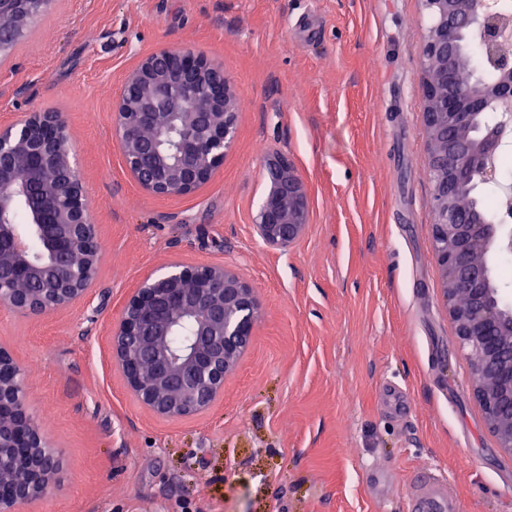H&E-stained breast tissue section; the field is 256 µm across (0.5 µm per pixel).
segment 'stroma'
I'll return each mask as SVG.
<instances>
[{"instance_id": "obj_1", "label": "stroma", "mask_w": 512, "mask_h": 512, "mask_svg": "<svg viewBox=\"0 0 512 512\" xmlns=\"http://www.w3.org/2000/svg\"><path fill=\"white\" fill-rule=\"evenodd\" d=\"M420 0H51L0 53V125L60 113L102 245L97 279L49 316L0 307V344L63 458L21 512H406L420 471L456 512H512V454L487 427L433 257ZM237 84L235 143L189 197L127 175L112 100L155 49ZM288 153L311 222L288 250L254 217L263 160ZM172 261L221 264L263 317L205 413L153 415L109 355L124 295Z\"/></svg>"}]
</instances>
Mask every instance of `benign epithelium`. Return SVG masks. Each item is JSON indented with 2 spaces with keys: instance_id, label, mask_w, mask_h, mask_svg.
I'll use <instances>...</instances> for the list:
<instances>
[{
  "instance_id": "obj_1",
  "label": "benign epithelium",
  "mask_w": 512,
  "mask_h": 512,
  "mask_svg": "<svg viewBox=\"0 0 512 512\" xmlns=\"http://www.w3.org/2000/svg\"><path fill=\"white\" fill-rule=\"evenodd\" d=\"M422 120L432 178L434 257L448 314L473 367V394L499 446L512 453V306L494 287L491 259L512 252V228L475 218L466 194L498 180L495 151L509 124L483 128L489 91L456 79L457 39L477 38L512 90V59L498 52L512 29L492 0H422ZM32 0H0V48L17 35L14 18ZM238 90L223 66L190 48H159L124 80L112 103L118 148L129 176L161 197L194 194L223 164L236 135ZM266 192L255 218L270 248L297 243L311 221L306 183L285 155L265 157ZM24 214L27 230L17 224ZM102 249L83 198L73 146L58 112H32L0 126V306L34 316L83 299ZM262 317L256 289L222 265L171 262L123 301L110 336L112 361L136 400L181 419L206 412L224 394ZM192 336L174 342L185 326ZM62 470L30 412L24 369L0 348V512L44 499Z\"/></svg>"
}]
</instances>
